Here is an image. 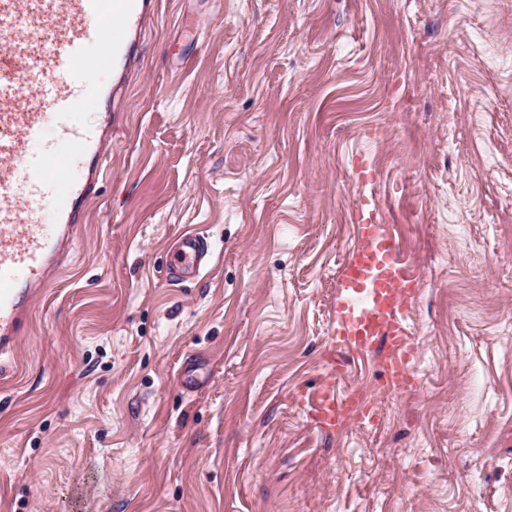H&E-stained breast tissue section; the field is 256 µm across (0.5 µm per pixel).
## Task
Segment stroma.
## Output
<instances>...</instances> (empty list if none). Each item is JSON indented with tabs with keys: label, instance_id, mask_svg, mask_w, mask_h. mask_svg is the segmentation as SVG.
Wrapping results in <instances>:
<instances>
[{
	"label": "stroma",
	"instance_id": "obj_1",
	"mask_svg": "<svg viewBox=\"0 0 512 512\" xmlns=\"http://www.w3.org/2000/svg\"><path fill=\"white\" fill-rule=\"evenodd\" d=\"M103 110L0 366V512H512V0H159ZM366 200L419 276L416 384L350 369L382 417L328 438L300 396ZM189 230L211 257L175 284Z\"/></svg>",
	"mask_w": 512,
	"mask_h": 512
}]
</instances>
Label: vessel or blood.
Masks as SVG:
<instances>
[{
    "instance_id": "obj_1",
    "label": "vessel or blood",
    "mask_w": 512,
    "mask_h": 512,
    "mask_svg": "<svg viewBox=\"0 0 512 512\" xmlns=\"http://www.w3.org/2000/svg\"><path fill=\"white\" fill-rule=\"evenodd\" d=\"M154 11L155 0H0V357L14 352L35 297L71 250L112 146L111 113L89 125L82 109L120 87L93 84L89 65L104 50L122 69L135 66L137 36ZM23 64L38 76L31 94ZM57 156L64 167L52 166ZM354 228L356 243L336 279L328 378L303 397L325 437L353 419L371 427L378 421L374 402L337 388L348 362L380 350L388 388L405 392L415 384L409 320L417 276L395 225L377 209L358 212ZM209 253L204 237L183 234L169 259L170 278L197 277Z\"/></svg>"
}]
</instances>
